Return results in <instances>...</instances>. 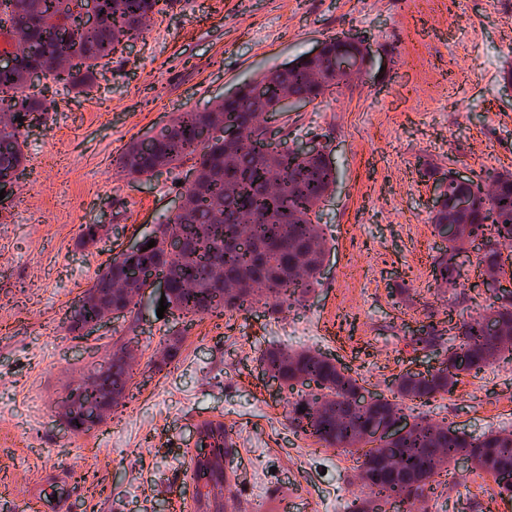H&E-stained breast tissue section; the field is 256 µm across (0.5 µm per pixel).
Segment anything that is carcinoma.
Listing matches in <instances>:
<instances>
[{
    "label": "carcinoma",
    "mask_w": 512,
    "mask_h": 512,
    "mask_svg": "<svg viewBox=\"0 0 512 512\" xmlns=\"http://www.w3.org/2000/svg\"><path fill=\"white\" fill-rule=\"evenodd\" d=\"M73 0H0L7 11L9 34L21 49L10 64L0 66V175L23 165L25 155L18 118L54 109L55 102L25 94L32 84L31 74L41 69L68 89L89 86L102 60L123 45L142 36L147 23L163 11L166 0H97L103 21L87 25ZM324 78L320 65L301 57L262 73L257 82L265 85L268 101L282 103L301 95ZM249 84L233 92V101H219L206 111L186 110L146 143H133L120 159V167L132 177L150 176L160 168L172 169L183 160L193 162L196 180L188 183L181 212L167 218L162 233L174 232L184 241L182 250L172 253L148 249L137 258L145 278L129 286L131 296H112V303L128 308L150 287L146 275L162 271L170 280L167 302L187 317L202 316L219 309L245 310L261 301L281 311L299 302L318 285L323 263V229L314 222L317 209L334 183L329 163L321 158L306 159L289 149L266 144L261 139L264 108L248 93ZM238 123L247 131L237 146L224 142L222 127ZM472 196L473 218L462 225L461 235L471 240H494L512 244V172L497 173L490 183L471 182L458 191ZM461 239L448 240V250L433 266L438 286L455 281V252ZM486 275L487 289H494L501 271L500 254L494 247L479 258ZM104 302L76 305L70 316V332L80 325L102 318ZM494 319L512 334V307L499 309L489 303L483 314L463 323L462 344L448 350L442 366L421 380L402 375L392 397H380L374 407L349 411L361 385L336 361L319 352L269 350L259 358L264 370L288 385L298 377L313 381L327 404L326 413L297 417L299 407L314 406L305 398L291 410V421L303 433L344 452L367 448L362 428L373 413L402 403L429 402L452 392L459 377L512 355V342L505 344L485 331V322ZM132 379L128 364L115 353L109 359V374L101 387L118 397L120 404ZM465 456L474 468L502 477L499 486L512 492V433L490 431L473 437L439 426L425 416H417L413 428L386 447L368 448L364 461L379 464L393 459L400 471L388 480L403 493L409 482H418L406 500L421 498L441 462ZM205 486L216 498L224 497L228 480L224 457L217 456L203 468Z\"/></svg>",
    "instance_id": "carcinoma-1"
}]
</instances>
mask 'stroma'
Returning a JSON list of instances; mask_svg holds the SVG:
<instances>
[{
	"label": "stroma",
	"instance_id": "stroma-1",
	"mask_svg": "<svg viewBox=\"0 0 512 512\" xmlns=\"http://www.w3.org/2000/svg\"><path fill=\"white\" fill-rule=\"evenodd\" d=\"M345 33L367 49L363 70L277 121L278 142L318 143L336 172L317 212L326 254L306 302L276 315L258 304L191 320L160 309L161 289L149 288L123 315L71 334L84 291L174 214L189 180L186 164L120 175L127 146ZM510 62L512 0H170L83 92L35 82L31 93L55 108L22 127L26 160L0 203V512H19L33 493L61 499L65 512H169L174 495L196 497L194 432L211 418L228 429L226 461L247 462L223 512L297 483L308 493L295 512H348L360 493L356 457L297 430L289 405L310 387L269 381L258 358L309 348L385 396L407 369L430 368L458 345L460 324L492 295L477 242L455 283L435 284L446 243L431 223L434 189L456 173L486 180L512 171ZM85 224L103 232L83 246ZM429 324L435 351L414 348L413 332ZM173 336L179 355L158 365ZM121 344L134 353L122 425L66 432L57 417L64 389ZM404 414L474 436L512 431V363L463 375L453 394ZM62 470L68 481L54 483ZM418 507L512 512V497L492 475L456 464Z\"/></svg>",
	"mask_w": 512,
	"mask_h": 512
}]
</instances>
